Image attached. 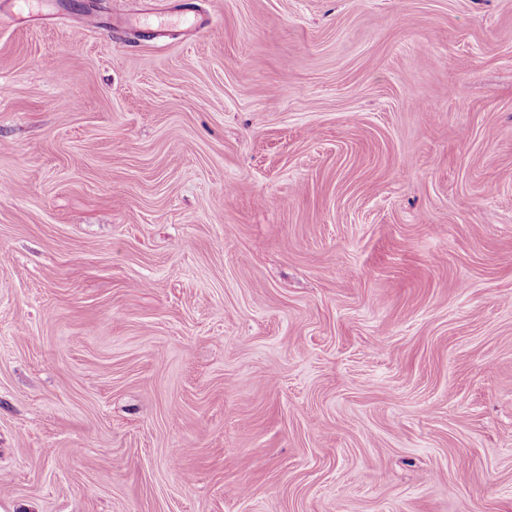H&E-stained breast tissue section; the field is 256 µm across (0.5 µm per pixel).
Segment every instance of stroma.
<instances>
[{
	"instance_id": "35a3bbf8",
	"label": "stroma",
	"mask_w": 512,
	"mask_h": 512,
	"mask_svg": "<svg viewBox=\"0 0 512 512\" xmlns=\"http://www.w3.org/2000/svg\"><path fill=\"white\" fill-rule=\"evenodd\" d=\"M183 5L0 24V512H512V0Z\"/></svg>"
}]
</instances>
